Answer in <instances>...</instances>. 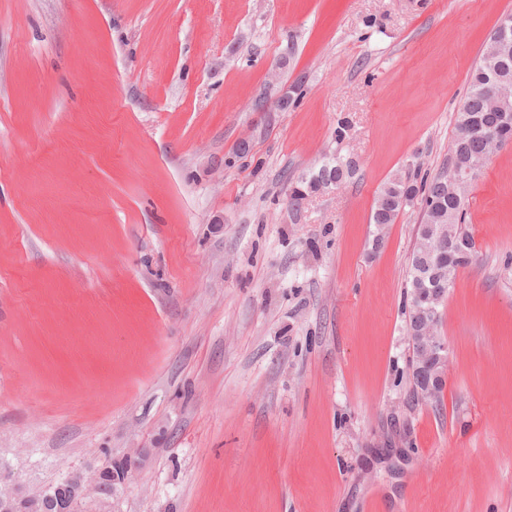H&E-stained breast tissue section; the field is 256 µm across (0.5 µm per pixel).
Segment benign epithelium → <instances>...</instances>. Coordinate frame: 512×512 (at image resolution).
Listing matches in <instances>:
<instances>
[{
    "label": "benign epithelium",
    "instance_id": "benign-epithelium-1",
    "mask_svg": "<svg viewBox=\"0 0 512 512\" xmlns=\"http://www.w3.org/2000/svg\"><path fill=\"white\" fill-rule=\"evenodd\" d=\"M493 111L508 118L512 112V83L503 76L487 87ZM478 164L463 155H454L444 177L448 179V198L460 197V188L475 173ZM430 251L434 263L428 266V280L434 288H422L411 296L412 314L416 324L409 329L410 343L419 344L417 358L411 365V379L415 381L418 397L425 401L443 389L448 377V341L436 331V307L445 303L448 290L442 278V269L448 266V243L459 240L453 227L445 224L427 225ZM106 470L96 468L89 474L67 476L54 490L42 488L33 492L9 484L10 474L0 469V512H41V507L52 502L56 512H73L81 502L97 503L106 507L101 497Z\"/></svg>",
    "mask_w": 512,
    "mask_h": 512
}]
</instances>
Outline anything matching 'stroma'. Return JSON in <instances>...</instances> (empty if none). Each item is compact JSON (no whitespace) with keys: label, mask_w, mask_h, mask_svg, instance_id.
Instances as JSON below:
<instances>
[{"label":"stroma","mask_w":512,"mask_h":512,"mask_svg":"<svg viewBox=\"0 0 512 512\" xmlns=\"http://www.w3.org/2000/svg\"><path fill=\"white\" fill-rule=\"evenodd\" d=\"M507 13L0 0V468L35 490L138 455L118 512H512V143L465 192L440 403L409 373L421 207L371 222L447 170ZM267 86L303 94L253 110ZM334 156L352 177L290 207Z\"/></svg>","instance_id":"35a3bbf8"}]
</instances>
